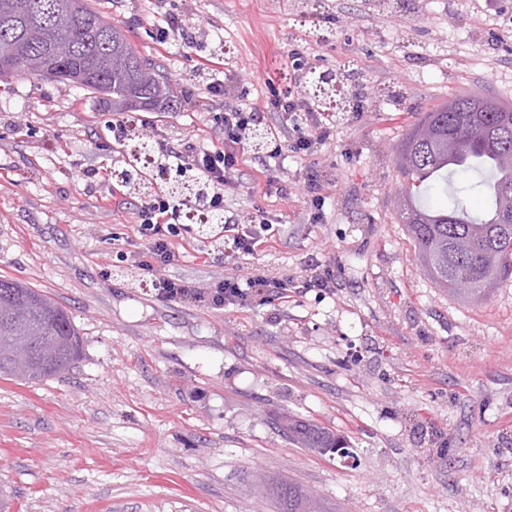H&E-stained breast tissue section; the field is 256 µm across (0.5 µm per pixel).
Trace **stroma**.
Returning a JSON list of instances; mask_svg holds the SVG:
<instances>
[{"mask_svg": "<svg viewBox=\"0 0 512 512\" xmlns=\"http://www.w3.org/2000/svg\"><path fill=\"white\" fill-rule=\"evenodd\" d=\"M316 2L89 0L183 92L177 109L142 113L154 141L214 142L224 107L209 83L251 102L297 75L354 73L344 92L358 108L304 152L290 150L299 129L266 113L282 193L253 171L267 148L239 156L224 219L266 220L251 256L229 241L215 252L193 210L171 264L138 268L115 112L49 78L0 82V275L66 308L83 338L69 372L0 376V512H279L263 475L330 512H512V276L478 305L435 287L397 218L394 154L449 96L512 104V0ZM172 13L201 24L197 45L159 50ZM314 270L332 287H304ZM228 273L295 286L220 310L152 286L205 290ZM282 414L344 437L354 461L299 447Z\"/></svg>", "mask_w": 512, "mask_h": 512, "instance_id": "1", "label": "stroma"}]
</instances>
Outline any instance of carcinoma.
<instances>
[{"mask_svg": "<svg viewBox=\"0 0 512 512\" xmlns=\"http://www.w3.org/2000/svg\"><path fill=\"white\" fill-rule=\"evenodd\" d=\"M0 80L44 74L54 65L79 85L112 102L114 112H160L181 103V91L130 43L126 30L105 21L87 0H0ZM123 186L159 182L174 195H204L188 169L172 174L137 168L148 141L135 135ZM407 185L398 197L415 256L430 279L451 296L477 301L498 279L512 272V104L468 94L424 113L396 147ZM481 200L472 215L458 195ZM460 277L475 291L450 287ZM0 302L12 315L0 318V376L43 380L69 370L82 356L83 340L68 312L52 298L18 279L0 276ZM305 448L319 453L342 440L317 424L287 420ZM280 512H327L319 500L290 482L270 478Z\"/></svg>", "mask_w": 512, "mask_h": 512, "instance_id": "obj_1", "label": "carcinoma"}]
</instances>
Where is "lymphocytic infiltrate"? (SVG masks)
<instances>
[{"mask_svg":"<svg viewBox=\"0 0 512 512\" xmlns=\"http://www.w3.org/2000/svg\"><path fill=\"white\" fill-rule=\"evenodd\" d=\"M272 106L283 112L286 120L305 123L306 131L296 140L294 147L307 149L313 139H325L329 128L315 119L300 91L290 92L288 97L271 101ZM262 110L259 106L229 103L224 107L223 144L213 148L185 147L182 149L160 145L159 157L169 168H187L196 173L206 187L203 200L177 198L168 194H157L141 201L136 207L137 232L147 242L141 267L157 271L170 264L175 256L174 240L181 234L178 218L183 210L201 208L213 214L224 211V188L235 173L237 151L244 148L253 128L259 124ZM164 297L171 301L192 298L204 301L221 309L240 305L255 293L272 290L278 298L288 296L292 283L288 280L271 282L261 276L242 279L236 275L225 276L217 281L209 292H201L192 283L180 279H165L161 282Z\"/></svg>","mask_w":512,"mask_h":512,"instance_id":"f902f5d3","label":"lymphocytic infiltrate"}]
</instances>
